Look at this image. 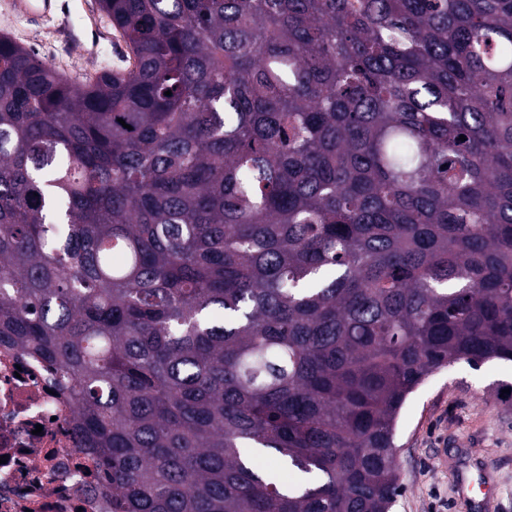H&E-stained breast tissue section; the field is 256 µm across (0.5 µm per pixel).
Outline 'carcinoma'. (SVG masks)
Segmentation results:
<instances>
[{"instance_id": "carcinoma-1", "label": "carcinoma", "mask_w": 512, "mask_h": 512, "mask_svg": "<svg viewBox=\"0 0 512 512\" xmlns=\"http://www.w3.org/2000/svg\"><path fill=\"white\" fill-rule=\"evenodd\" d=\"M99 6L80 85L0 36V342L114 512H390L410 394L512 361V0Z\"/></svg>"}]
</instances>
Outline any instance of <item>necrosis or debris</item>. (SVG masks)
<instances>
[{
  "mask_svg": "<svg viewBox=\"0 0 512 512\" xmlns=\"http://www.w3.org/2000/svg\"><path fill=\"white\" fill-rule=\"evenodd\" d=\"M107 486L55 373L0 343V512H112Z\"/></svg>",
  "mask_w": 512,
  "mask_h": 512,
  "instance_id": "1",
  "label": "necrosis or debris"
}]
</instances>
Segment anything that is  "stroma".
Returning <instances> with one entry per match:
<instances>
[{"mask_svg":"<svg viewBox=\"0 0 512 512\" xmlns=\"http://www.w3.org/2000/svg\"><path fill=\"white\" fill-rule=\"evenodd\" d=\"M57 18L27 22L0 0V34L34 48L67 77L99 73L103 62L65 45ZM397 462L401 490L392 512H467L455 492L456 476L441 466L439 449H471L492 473L497 498L490 512H512V362L480 368L458 362L432 373L408 398L399 417Z\"/></svg>","mask_w":512,"mask_h":512,"instance_id":"35a3bbf8","label":"stroma"}]
</instances>
